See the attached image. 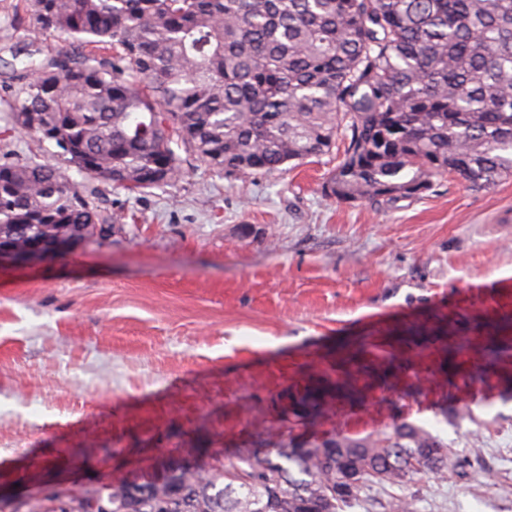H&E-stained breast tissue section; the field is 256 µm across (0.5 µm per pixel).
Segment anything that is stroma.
Masks as SVG:
<instances>
[{
	"label": "stroma",
	"instance_id": "stroma-1",
	"mask_svg": "<svg viewBox=\"0 0 512 512\" xmlns=\"http://www.w3.org/2000/svg\"><path fill=\"white\" fill-rule=\"evenodd\" d=\"M10 103L0 90V162L41 159ZM338 159L232 181L192 158L158 189L104 184L107 236L0 271V512L401 422L465 469L344 512H512V177L343 203L323 190ZM347 374L315 424L286 420L312 380Z\"/></svg>",
	"mask_w": 512,
	"mask_h": 512
}]
</instances>
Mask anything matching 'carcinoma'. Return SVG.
<instances>
[{"instance_id":"1","label":"carcinoma","mask_w":512,"mask_h":512,"mask_svg":"<svg viewBox=\"0 0 512 512\" xmlns=\"http://www.w3.org/2000/svg\"><path fill=\"white\" fill-rule=\"evenodd\" d=\"M22 20L34 39L11 50L10 112L54 160L0 164V244L108 231L96 184L167 185L181 150L245 178L340 139L324 192L345 203L512 176V0H23ZM43 34L65 47L45 53ZM333 390L308 388L294 416ZM276 456L103 485L76 494L78 512L96 496L112 512H340L374 484L448 469L447 446L407 422ZM352 469L360 482L336 494Z\"/></svg>"}]
</instances>
